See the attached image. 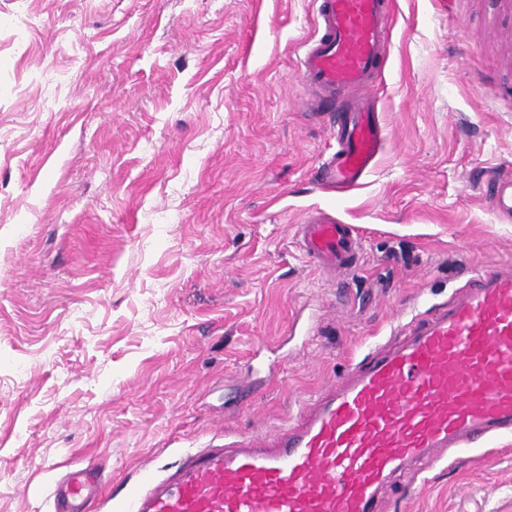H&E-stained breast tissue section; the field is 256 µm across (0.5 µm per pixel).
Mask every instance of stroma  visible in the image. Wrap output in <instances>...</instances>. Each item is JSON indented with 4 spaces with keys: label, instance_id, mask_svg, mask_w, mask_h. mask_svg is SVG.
<instances>
[{
    "label": "stroma",
    "instance_id": "stroma-1",
    "mask_svg": "<svg viewBox=\"0 0 512 512\" xmlns=\"http://www.w3.org/2000/svg\"><path fill=\"white\" fill-rule=\"evenodd\" d=\"M369 94L385 130L325 192L338 103L312 111L314 0H0V512H53L54 469H144L288 425L400 313L512 265V0H392ZM316 207L354 273L302 252ZM380 512H512V435L412 469ZM299 227L302 252L322 270H352L359 265L360 239L353 225L325 210H314Z\"/></svg>",
    "mask_w": 512,
    "mask_h": 512
}]
</instances>
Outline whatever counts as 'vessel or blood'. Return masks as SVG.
Listing matches in <instances>:
<instances>
[{"instance_id":"1","label":"vessel or blood","mask_w":512,"mask_h":512,"mask_svg":"<svg viewBox=\"0 0 512 512\" xmlns=\"http://www.w3.org/2000/svg\"><path fill=\"white\" fill-rule=\"evenodd\" d=\"M316 4L317 34L300 60L310 96L371 87L390 39L388 0ZM381 142L378 113L340 112L322 187L357 188ZM300 233L322 270L359 265L356 229L333 214L309 212ZM407 325L402 342L352 364L287 428L192 453L168 477H148L123 512H378L379 492L411 466L511 435L512 270L482 273L459 300ZM99 480L90 466L60 476L54 512H83Z\"/></svg>"}]
</instances>
